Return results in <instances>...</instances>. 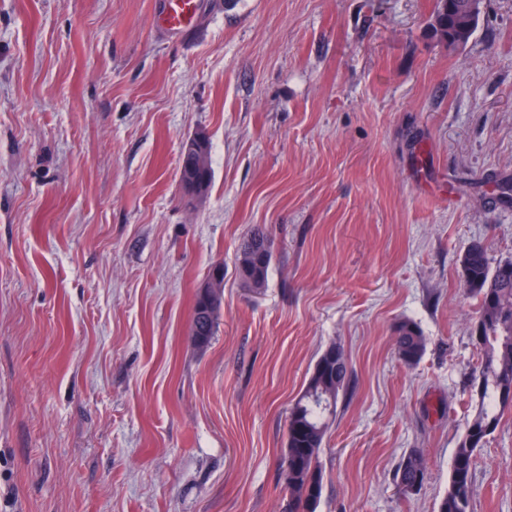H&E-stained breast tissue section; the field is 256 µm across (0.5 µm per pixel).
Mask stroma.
<instances>
[{
	"label": "stroma",
	"instance_id": "stroma-1",
	"mask_svg": "<svg viewBox=\"0 0 512 512\" xmlns=\"http://www.w3.org/2000/svg\"><path fill=\"white\" fill-rule=\"evenodd\" d=\"M432 3L198 0L171 38L164 0H0V512H282L289 410L332 343L352 379L317 512H438L475 406L460 260L512 258V0L458 48ZM199 132L212 181L189 204ZM256 225L258 292L236 273ZM475 474L473 512H512V409ZM272 240L260 227L241 245L236 262L237 275L245 288H265L272 259ZM201 306L202 300L197 293L193 307L195 319L192 318V332L196 345L204 349L209 346L215 334L222 304L204 308H200ZM395 349L399 359L408 366L416 365L425 350V338L412 321L404 320L394 328ZM426 477L424 459L418 449H411L399 461L394 473L396 484L407 493L417 492Z\"/></svg>",
	"mask_w": 512,
	"mask_h": 512
}]
</instances>
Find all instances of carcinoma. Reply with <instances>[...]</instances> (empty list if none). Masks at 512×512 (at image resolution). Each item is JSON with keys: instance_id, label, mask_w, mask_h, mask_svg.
<instances>
[{"instance_id": "cac0c4a2", "label": "carcinoma", "mask_w": 512, "mask_h": 512, "mask_svg": "<svg viewBox=\"0 0 512 512\" xmlns=\"http://www.w3.org/2000/svg\"><path fill=\"white\" fill-rule=\"evenodd\" d=\"M479 17L472 15L468 0H433L429 21L431 38L448 46L456 45L458 30L472 36ZM183 187L194 184L200 199L209 190L210 166L190 162L180 165ZM272 259V240L260 227L241 245L236 262L237 275L246 288L265 287ZM461 278L466 292L480 303V315L471 340L480 362L472 387L480 391L475 411L454 450L448 474V489L440 501L439 512H472L475 494V457L495 432L501 411L512 401L500 399L512 394V258L491 265L484 245L472 242L461 257ZM221 306H202L196 298L192 320L193 339L204 349L211 343ZM395 349L408 366L417 364L425 350V338L413 322L404 320L394 328ZM352 370L342 349L334 344L318 357L308 383L288 415L287 442L283 455V480L288 491L284 512H316L323 491V472L319 455L331 423L336 419L340 395L349 386ZM426 477L424 459L417 449L404 454L394 473L396 484L405 492L418 491Z\"/></svg>"}]
</instances>
